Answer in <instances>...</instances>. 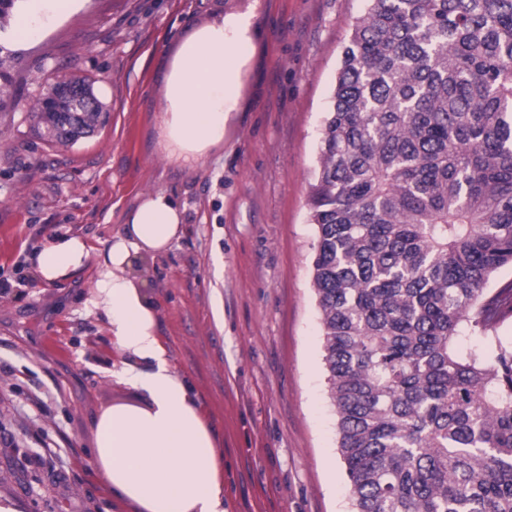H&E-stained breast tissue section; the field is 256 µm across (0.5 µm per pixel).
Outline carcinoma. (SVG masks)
<instances>
[{
    "label": "carcinoma",
    "mask_w": 512,
    "mask_h": 512,
    "mask_svg": "<svg viewBox=\"0 0 512 512\" xmlns=\"http://www.w3.org/2000/svg\"><path fill=\"white\" fill-rule=\"evenodd\" d=\"M323 121L313 288L353 512H512V0H364ZM34 111L69 147L97 103ZM465 335L485 348L463 351Z\"/></svg>",
    "instance_id": "cac0c4a2"
}]
</instances>
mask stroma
Instances as JSON below:
<instances>
[{
    "mask_svg": "<svg viewBox=\"0 0 512 512\" xmlns=\"http://www.w3.org/2000/svg\"><path fill=\"white\" fill-rule=\"evenodd\" d=\"M219 0H81L42 37L0 32V512H115L90 423L147 395L90 302L94 267L43 284L29 252L60 228L93 248L150 190L186 206L165 255L133 276L156 306L172 370L221 431L227 512H352L311 287L309 182L342 51L363 0H220L253 41L224 144L185 173L153 149L163 60ZM92 79L107 125L70 147L34 131L56 80Z\"/></svg>",
    "mask_w": 512,
    "mask_h": 512,
    "instance_id": "1",
    "label": "stroma"
}]
</instances>
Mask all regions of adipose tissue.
<instances>
[{
	"instance_id": "ef3b65f1",
	"label": "adipose tissue",
	"mask_w": 512,
	"mask_h": 512,
	"mask_svg": "<svg viewBox=\"0 0 512 512\" xmlns=\"http://www.w3.org/2000/svg\"><path fill=\"white\" fill-rule=\"evenodd\" d=\"M76 3L25 0L15 17V39L38 38ZM251 44L250 16L225 14L220 4L178 44L164 73L165 112L155 140L156 152L170 163L195 171L223 142ZM185 213L167 191H150L100 251L64 230L27 258L48 284L96 267L93 303L122 355L112 375L149 398L144 407H113L92 426L96 465L113 502L131 512H225L219 433L202 416L190 379L171 370L157 314L131 276L134 258L163 254L180 238Z\"/></svg>"
}]
</instances>
